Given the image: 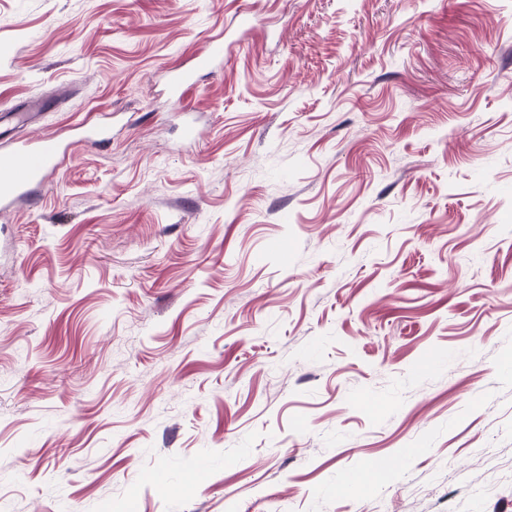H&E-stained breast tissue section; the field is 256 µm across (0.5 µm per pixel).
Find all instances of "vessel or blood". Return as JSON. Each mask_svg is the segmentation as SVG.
<instances>
[{
	"mask_svg": "<svg viewBox=\"0 0 512 512\" xmlns=\"http://www.w3.org/2000/svg\"><path fill=\"white\" fill-rule=\"evenodd\" d=\"M223 34L211 36L194 57L192 67L176 65L169 70L173 103H181L195 84V74L213 69L224 59ZM46 106L42 99L31 100L24 111L0 113V137L11 136L9 149L0 151V210L7 211L21 201L33 200L36 190L48 183L69 152L67 144L55 138L13 137L14 129L28 125Z\"/></svg>",
	"mask_w": 512,
	"mask_h": 512,
	"instance_id": "obj_1",
	"label": "vessel or blood"
}]
</instances>
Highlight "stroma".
<instances>
[{"mask_svg": "<svg viewBox=\"0 0 512 512\" xmlns=\"http://www.w3.org/2000/svg\"><path fill=\"white\" fill-rule=\"evenodd\" d=\"M38 97L111 140L0 214V512H512V0H0ZM224 34L223 32L211 36L202 50L194 56L191 68L176 65L169 70L170 100L180 104L185 95L195 85V74L199 71L212 70L215 65L224 60Z\"/></svg>", "mask_w": 512, "mask_h": 512, "instance_id": "obj_1", "label": "stroma"}]
</instances>
